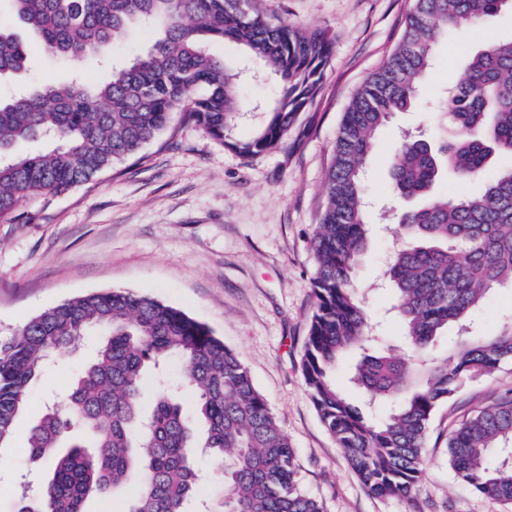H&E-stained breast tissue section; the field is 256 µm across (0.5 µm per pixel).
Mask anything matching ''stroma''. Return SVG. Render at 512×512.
<instances>
[{
    "label": "stroma",
    "instance_id": "stroma-1",
    "mask_svg": "<svg viewBox=\"0 0 512 512\" xmlns=\"http://www.w3.org/2000/svg\"><path fill=\"white\" fill-rule=\"evenodd\" d=\"M289 24L325 31L333 55L316 101L280 144L251 156L174 116L140 153L89 185L22 202V220L0 224V337L16 336L35 315L70 298L123 288L155 296L207 324L243 359L296 453L303 492L324 512H512L469 492L448 465V431L512 390V363L464 385L431 422L425 472L408 498L377 497L361 483L326 431L304 382L301 360L314 311L311 240L326 205L322 191L336 133L357 89L402 38L412 0H260ZM512 38V13L466 25L435 49L422 95L379 130L366 163L370 244L355 284L382 323V347L405 346L381 287L398 243L385 204L388 166L404 133L439 138L434 114L468 54ZM72 65L31 43L28 68L0 91L68 81ZM82 357L49 362L31 388L35 401L65 398ZM32 415L19 418L12 447L0 450V512H15L36 486L22 450Z\"/></svg>",
    "mask_w": 512,
    "mask_h": 512
}]
</instances>
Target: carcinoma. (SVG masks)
Returning a JSON list of instances; mask_svg holds the SVG:
<instances>
[{
  "mask_svg": "<svg viewBox=\"0 0 512 512\" xmlns=\"http://www.w3.org/2000/svg\"><path fill=\"white\" fill-rule=\"evenodd\" d=\"M21 29L0 25V78L22 73L33 35L75 65L109 52L138 25L159 34L152 49L112 70L104 82L78 75L0 98V222L19 218L24 200L60 195L98 178L155 140L176 112L244 155L276 147L297 113L317 97L332 43L321 33L261 11L257 0H7ZM512 0H413L402 38L356 92L338 128L323 192L326 206L312 239L316 309L302 362L318 416L361 482L377 496L408 498L425 466L436 410L468 382L512 362V323L486 329L475 313L498 288H512V40L474 54L448 86L439 113V149L404 139L389 169L392 192L421 204L396 213L401 243L386 266L407 354L379 346L354 280L369 245L363 166L375 135L394 112L412 106L434 68V48L463 24L490 23ZM244 47L280 91L265 124L234 138L240 114L259 105L240 94L241 64L208 45ZM46 141L31 153L23 147ZM450 176L464 191L434 195ZM482 180L477 193L465 190ZM104 336L77 372L60 407L39 412L24 451L49 478L16 512H85L131 473L139 482L126 512H189L202 501L194 452L220 458L226 494L207 512H323L300 488L294 449L241 357L204 323L162 300L112 289L65 300L0 341V449L12 445L30 409V386L53 355ZM355 354L350 380L369 403L390 406L366 417L336 386L341 359ZM177 362L195 397L186 418L180 386L159 375L153 406L142 412L148 371ZM512 392L476 410L448 433V463L471 491L512 505Z\"/></svg>",
  "mask_w": 512,
  "mask_h": 512,
  "instance_id": "cac0c4a2",
  "label": "carcinoma"
}]
</instances>
